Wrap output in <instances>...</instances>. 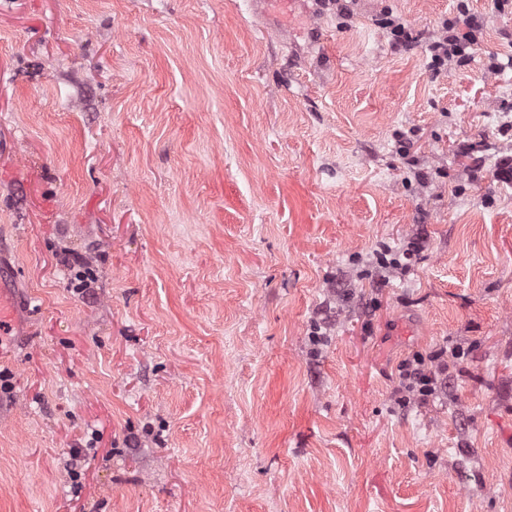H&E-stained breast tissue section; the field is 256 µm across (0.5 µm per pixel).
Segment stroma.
<instances>
[{
	"mask_svg": "<svg viewBox=\"0 0 512 512\" xmlns=\"http://www.w3.org/2000/svg\"><path fill=\"white\" fill-rule=\"evenodd\" d=\"M466 6L438 74L457 0H0V512H512V5ZM456 19L444 20L442 29L445 34L438 40L431 41L428 44V51L431 54V64L436 71H440L441 68L448 64V58L457 57L460 60L463 59L465 49L468 47L474 38L473 30L459 35L457 32ZM65 262L70 271H74V274L68 278V287L73 288L78 294L83 293L94 280L92 263L87 258L80 256L75 257L72 263L69 258H66ZM442 355L441 352L431 357L428 360L430 366L421 355H415L412 359L404 360L398 369L402 389L422 401L434 395L438 386H441L446 378L445 373L448 372V364L443 363V361L438 363L435 368L431 364L439 360Z\"/></svg>",
	"mask_w": 512,
	"mask_h": 512,
	"instance_id": "1",
	"label": "stroma"
}]
</instances>
